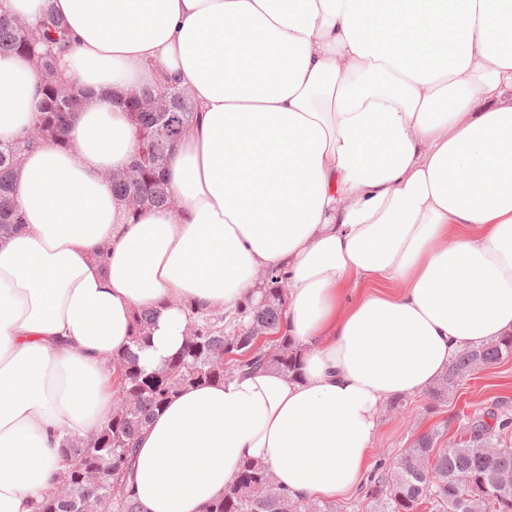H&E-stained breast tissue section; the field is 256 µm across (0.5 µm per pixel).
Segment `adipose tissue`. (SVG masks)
Segmentation results:
<instances>
[{
	"label": "adipose tissue",
	"mask_w": 512,
	"mask_h": 512,
	"mask_svg": "<svg viewBox=\"0 0 512 512\" xmlns=\"http://www.w3.org/2000/svg\"><path fill=\"white\" fill-rule=\"evenodd\" d=\"M0 5L51 6L73 37L59 72L88 95L69 147L22 157L21 225L0 237V512H31L63 438L109 416L113 357L157 368L189 309L234 307L260 269L288 273L302 374L175 395L134 452L143 512H206L247 461L292 497L345 495L382 405L512 333V0ZM44 80L0 55V141L31 126ZM164 80L197 111L164 173L179 209L135 211L106 175L138 147L126 101ZM358 281L403 288L344 306Z\"/></svg>",
	"instance_id": "obj_1"
}]
</instances>
